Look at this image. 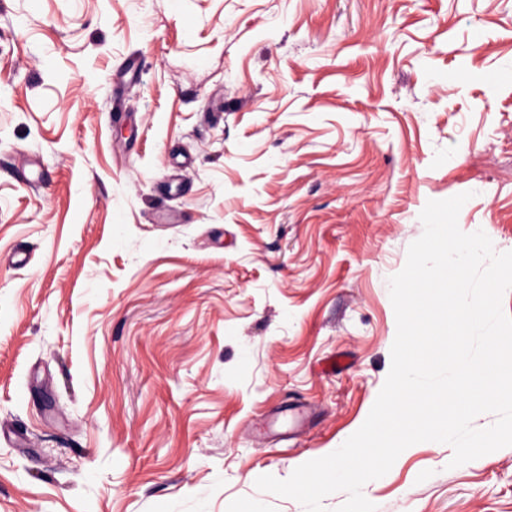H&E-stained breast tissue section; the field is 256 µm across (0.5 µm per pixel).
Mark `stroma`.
Here are the masks:
<instances>
[{
  "mask_svg": "<svg viewBox=\"0 0 512 512\" xmlns=\"http://www.w3.org/2000/svg\"><path fill=\"white\" fill-rule=\"evenodd\" d=\"M465 192L512 251V0H0V512H306L255 481L365 422ZM453 455L362 492L512 512Z\"/></svg>",
  "mask_w": 512,
  "mask_h": 512,
  "instance_id": "obj_1",
  "label": "stroma"
}]
</instances>
